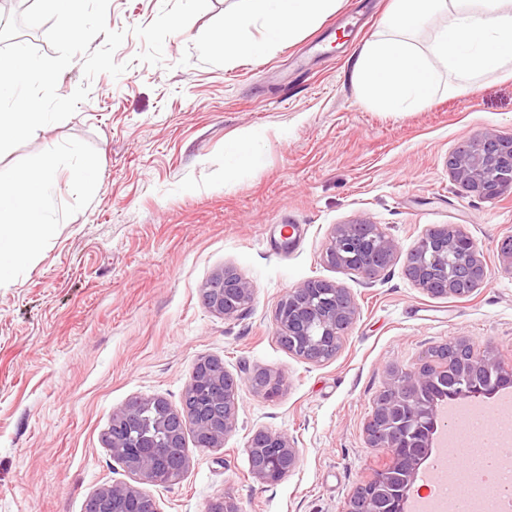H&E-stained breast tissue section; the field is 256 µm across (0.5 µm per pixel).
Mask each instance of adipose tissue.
<instances>
[{"label":"adipose tissue","instance_id":"1","mask_svg":"<svg viewBox=\"0 0 512 512\" xmlns=\"http://www.w3.org/2000/svg\"><path fill=\"white\" fill-rule=\"evenodd\" d=\"M342 0H241L232 25L217 42L225 59L254 57L292 39ZM259 26V37H249ZM428 32L426 44L417 36ZM512 75V0H392L382 29L354 61L363 102L381 112L423 107L441 90L456 97L463 84L489 74ZM56 189L52 167L0 173V283L26 258L50 224Z\"/></svg>","mask_w":512,"mask_h":512}]
</instances>
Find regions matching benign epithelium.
<instances>
[{"label": "benign epithelium", "mask_w": 512, "mask_h": 512, "mask_svg": "<svg viewBox=\"0 0 512 512\" xmlns=\"http://www.w3.org/2000/svg\"><path fill=\"white\" fill-rule=\"evenodd\" d=\"M452 174L464 187L485 198L496 196L504 186L511 188L512 136L493 129L484 131L458 157ZM369 227L366 220L338 225L325 251L326 262L355 271L367 281L379 277L398 248L382 232L370 235ZM422 245L414 277L426 292L446 296L463 283L471 292L487 281L489 273L477 244L464 231H458L453 245V263L448 260V242L431 236L423 239ZM218 277L219 283L211 291L210 309L227 318L241 315L254 299L253 284L229 269ZM355 314V302L348 289L326 281H306L286 291L279 300L274 315L275 333L288 329L303 358L318 363L323 352L336 348ZM443 350L448 354L462 352L457 366L460 376L493 371L498 378L512 382V365L488 359L466 338L448 340ZM441 372L448 369L438 370L427 364L392 372L389 386L380 394L365 427L370 446L385 449L389 462L372 479L355 487L345 512H403L412 474L419 460L428 454L440 425L434 405L425 401L423 393ZM232 387L237 384L225 373L224 365L202 361L186 388L192 402L190 417L177 414L160 397L135 408L126 407L112 415V426L104 435L106 447L146 482L153 481L161 469H186L189 458L183 453L185 428H191L210 448L219 447L235 429V407L228 405ZM248 448L256 459L253 473L267 484L281 480L299 460L297 450L286 437L267 430L256 431ZM115 500L125 503V512H159L154 498L135 487L118 484L95 493L91 512H112Z\"/></svg>", "instance_id": "benign-epithelium-1"}]
</instances>
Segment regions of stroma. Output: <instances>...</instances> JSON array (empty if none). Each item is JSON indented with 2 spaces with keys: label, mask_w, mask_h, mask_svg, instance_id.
I'll return each mask as SVG.
<instances>
[{
  "label": "stroma",
  "mask_w": 512,
  "mask_h": 512,
  "mask_svg": "<svg viewBox=\"0 0 512 512\" xmlns=\"http://www.w3.org/2000/svg\"><path fill=\"white\" fill-rule=\"evenodd\" d=\"M162 0H110L107 24L126 30L119 78L102 73L68 119L0 156V171L57 167L53 222L0 286V512H83L99 489L131 485L160 512H344L357 484L389 461L365 426L391 373L424 362L454 337L512 362V188L484 199L449 157L482 132L512 134V78L491 75L462 97L435 93L402 114L363 104L350 58L391 0H343L319 26L266 56L225 61L204 51L235 0L208 8L164 43V62L138 61L131 27ZM260 137L264 162L233 174L224 144ZM91 161L78 190L69 169ZM364 219L399 248L375 283L329 265L337 225ZM300 226L295 240L283 226ZM477 244L489 278L473 293L435 297L406 274V257L434 226ZM232 268L255 288L227 318L201 291ZM349 288L356 316L336 355L311 363L277 342L275 308L308 280ZM215 356L238 385L236 427L222 447L187 443L189 467L169 486L139 480L104 444L112 415L137 398L180 407L197 360ZM283 380L266 397L256 372ZM288 438L297 466L274 484L253 475L256 430Z\"/></svg>",
  "instance_id": "35a3bbf8"
}]
</instances>
